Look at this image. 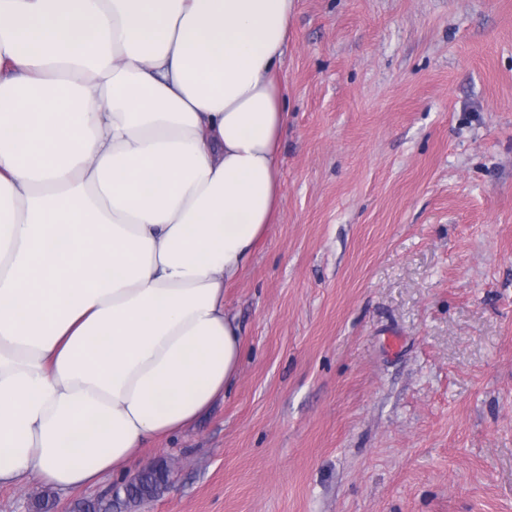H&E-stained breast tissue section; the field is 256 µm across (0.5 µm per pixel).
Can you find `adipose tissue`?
I'll return each instance as SVG.
<instances>
[{
  "mask_svg": "<svg viewBox=\"0 0 512 512\" xmlns=\"http://www.w3.org/2000/svg\"><path fill=\"white\" fill-rule=\"evenodd\" d=\"M295 0H0V487L96 484L236 376Z\"/></svg>",
  "mask_w": 512,
  "mask_h": 512,
  "instance_id": "ef3b65f1",
  "label": "adipose tissue"
}]
</instances>
